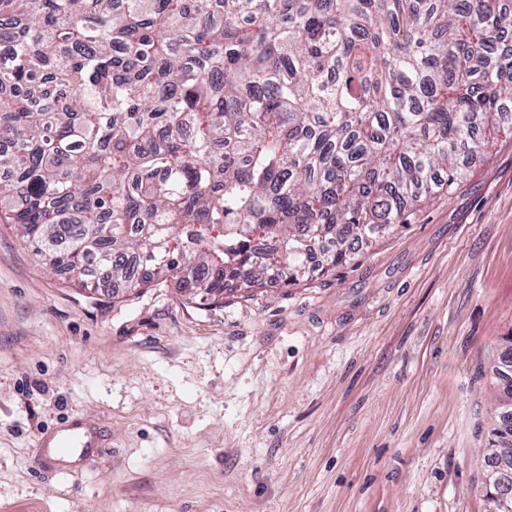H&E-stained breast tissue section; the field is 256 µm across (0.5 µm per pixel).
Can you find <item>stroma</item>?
I'll use <instances>...</instances> for the list:
<instances>
[{"label": "stroma", "mask_w": 512, "mask_h": 512, "mask_svg": "<svg viewBox=\"0 0 512 512\" xmlns=\"http://www.w3.org/2000/svg\"><path fill=\"white\" fill-rule=\"evenodd\" d=\"M512 136L335 271L93 293L0 223V512H489ZM86 422L68 462L43 436Z\"/></svg>", "instance_id": "35a3bbf8"}]
</instances>
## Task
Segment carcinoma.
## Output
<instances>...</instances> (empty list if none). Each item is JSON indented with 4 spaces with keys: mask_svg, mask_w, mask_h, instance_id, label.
<instances>
[{
    "mask_svg": "<svg viewBox=\"0 0 512 512\" xmlns=\"http://www.w3.org/2000/svg\"><path fill=\"white\" fill-rule=\"evenodd\" d=\"M0 0V223L94 291L293 285L512 132V0ZM481 487L512 490V335Z\"/></svg>",
    "mask_w": 512,
    "mask_h": 512,
    "instance_id": "obj_1",
    "label": "carcinoma"
}]
</instances>
